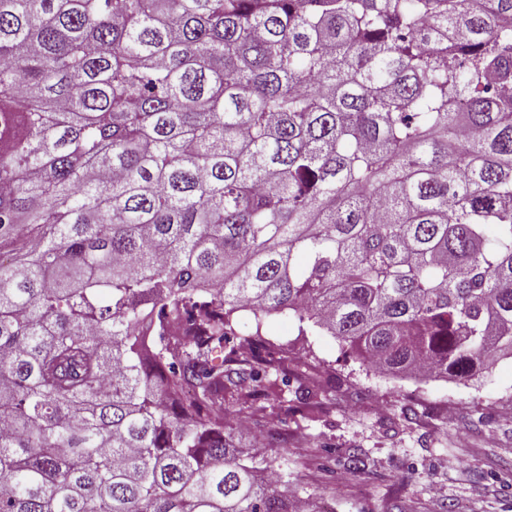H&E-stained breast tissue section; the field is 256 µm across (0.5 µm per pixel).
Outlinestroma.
<instances>
[{
    "instance_id": "35a3bbf8",
    "label": "stroma",
    "mask_w": 512,
    "mask_h": 512,
    "mask_svg": "<svg viewBox=\"0 0 512 512\" xmlns=\"http://www.w3.org/2000/svg\"><path fill=\"white\" fill-rule=\"evenodd\" d=\"M264 330L336 375L335 408L288 430L282 462L298 496L330 512H432L435 494L450 512H512V357L468 381H421L366 370L285 312Z\"/></svg>"
}]
</instances>
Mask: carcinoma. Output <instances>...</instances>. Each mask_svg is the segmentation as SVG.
Masks as SVG:
<instances>
[{"instance_id":"1","label":"carcinoma","mask_w":512,"mask_h":512,"mask_svg":"<svg viewBox=\"0 0 512 512\" xmlns=\"http://www.w3.org/2000/svg\"><path fill=\"white\" fill-rule=\"evenodd\" d=\"M284 311L512 354V0H0V512H324L238 425L336 405Z\"/></svg>"}]
</instances>
